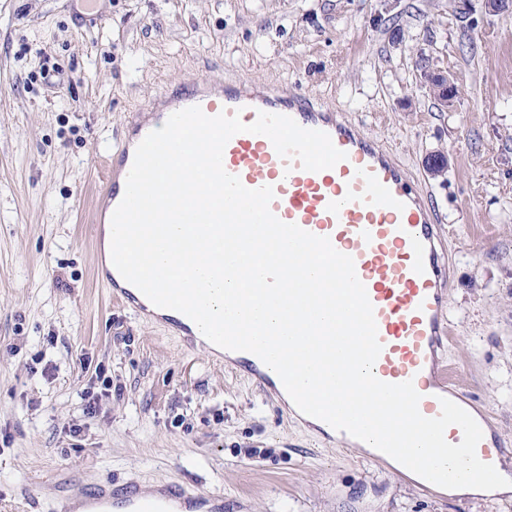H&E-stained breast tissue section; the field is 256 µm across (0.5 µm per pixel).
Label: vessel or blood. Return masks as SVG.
Returning a JSON list of instances; mask_svg holds the SVG:
<instances>
[{
    "label": "vessel or blood",
    "mask_w": 512,
    "mask_h": 512,
    "mask_svg": "<svg viewBox=\"0 0 512 512\" xmlns=\"http://www.w3.org/2000/svg\"><path fill=\"white\" fill-rule=\"evenodd\" d=\"M162 106L170 114L191 106L209 116L236 114L247 124L262 112L280 114L303 128L327 133L345 154L330 169L304 170L297 159L282 158L267 137L250 133L228 141L223 166L247 188L272 187L270 210L279 220L329 238L336 250L352 257L382 345L373 366L379 380L413 381L425 417L439 416L445 398L470 413L484 427L478 457L512 453L486 428L479 407L448 375L443 357L449 340L448 251L433 205L390 150L360 134L329 106L246 83H229L216 93L200 82L179 81L170 84ZM156 128L150 119L135 122L109 153L104 211L114 212L121 202L136 148ZM106 283L113 299L144 311L136 287L119 272L107 274ZM224 359L265 393L287 399L279 376L256 355L228 350ZM55 512H224V498L188 490L175 480L146 489L104 476L79 495L59 497Z\"/></svg>",
    "instance_id": "vessel-or-blood-1"
}]
</instances>
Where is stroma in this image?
I'll list each match as a JSON object with an SVG mask.
<instances>
[{"label":"stroma","mask_w":512,"mask_h":512,"mask_svg":"<svg viewBox=\"0 0 512 512\" xmlns=\"http://www.w3.org/2000/svg\"><path fill=\"white\" fill-rule=\"evenodd\" d=\"M470 8L97 0L96 24L80 0H0V512H54L106 475L176 479L224 512H512L311 432L94 271L107 149L171 82L335 106L429 193L453 263L445 358L512 449V10ZM425 63L458 85L452 106L420 88Z\"/></svg>","instance_id":"obj_1"}]
</instances>
